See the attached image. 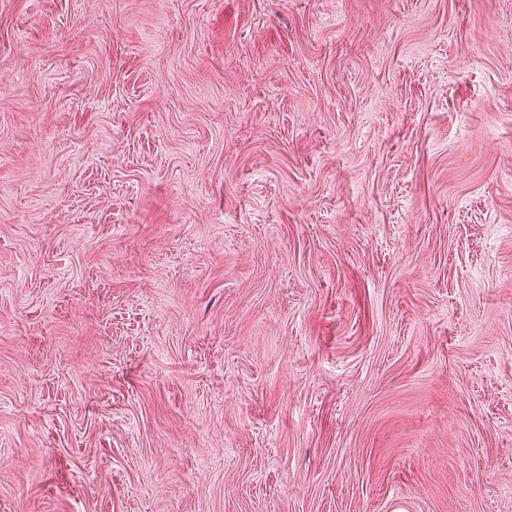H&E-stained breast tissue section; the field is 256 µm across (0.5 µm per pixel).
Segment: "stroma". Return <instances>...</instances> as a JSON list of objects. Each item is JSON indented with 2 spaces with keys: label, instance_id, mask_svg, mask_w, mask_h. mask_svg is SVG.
Returning a JSON list of instances; mask_svg holds the SVG:
<instances>
[{
  "label": "stroma",
  "instance_id": "35a3bbf8",
  "mask_svg": "<svg viewBox=\"0 0 512 512\" xmlns=\"http://www.w3.org/2000/svg\"><path fill=\"white\" fill-rule=\"evenodd\" d=\"M0 512H512V0H0Z\"/></svg>",
  "mask_w": 512,
  "mask_h": 512
}]
</instances>
